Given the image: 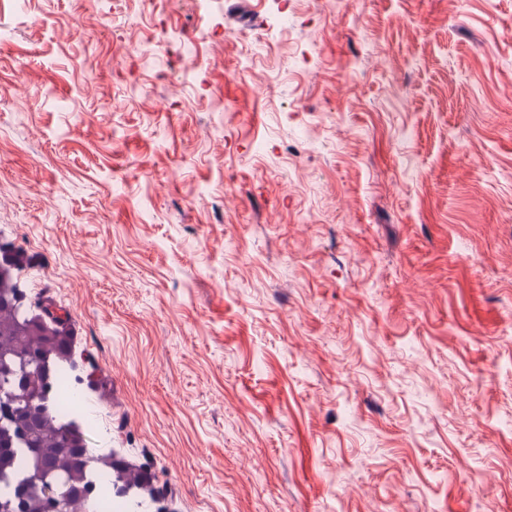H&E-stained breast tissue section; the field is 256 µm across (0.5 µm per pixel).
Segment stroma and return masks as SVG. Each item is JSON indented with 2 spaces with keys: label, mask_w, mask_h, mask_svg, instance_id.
Masks as SVG:
<instances>
[{
  "label": "stroma",
  "mask_w": 512,
  "mask_h": 512,
  "mask_svg": "<svg viewBox=\"0 0 512 512\" xmlns=\"http://www.w3.org/2000/svg\"><path fill=\"white\" fill-rule=\"evenodd\" d=\"M0 242L179 512H512V0H0Z\"/></svg>",
  "instance_id": "obj_1"
}]
</instances>
